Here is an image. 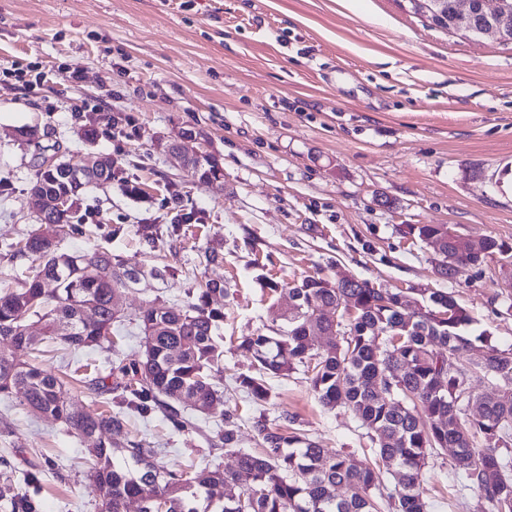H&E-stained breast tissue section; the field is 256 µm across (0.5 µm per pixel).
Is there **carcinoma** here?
Segmentation results:
<instances>
[{
    "instance_id": "carcinoma-1",
    "label": "carcinoma",
    "mask_w": 512,
    "mask_h": 512,
    "mask_svg": "<svg viewBox=\"0 0 512 512\" xmlns=\"http://www.w3.org/2000/svg\"><path fill=\"white\" fill-rule=\"evenodd\" d=\"M434 3L433 22L453 32L455 0ZM84 169L58 159L39 169L31 190L40 198L36 224L22 244L8 245L10 256L38 261L35 273L0 291V394L61 421L68 430L93 441L88 449L100 512H126L131 501L139 512H429L421 477L428 460L455 448L453 470L463 490H475L489 512H512V347H489L474 363L475 381L498 388L495 397L473 392L478 406L457 403V373L448 370L450 354L460 355L473 341L488 342L483 331L472 338L470 311L453 295L432 291L420 304L425 313L408 311V293L375 288L356 277L349 287L309 275L288 288L294 308L271 311L269 332L243 338L238 349L254 360V372L237 377L238 387L256 402L268 398L265 376L286 375L301 367L309 374L321 404L350 411L367 430L379 465L370 467L356 451L329 452L292 429L254 421L262 447L252 453L237 447L233 431L218 432L236 465L223 469L201 458L190 470L170 469L158 461V449L124 438L125 417L156 411L178 431L195 424L177 405L190 404L206 414L223 402L224 392L211 379L224 358L216 331L224 312L211 307L227 290L206 283L187 294L181 305H148L129 322L143 336L140 359L112 365L107 384L87 378L85 386L113 395L116 410L74 409L69 390L42 366L44 344L73 350L118 345V301L128 289L136 265L98 249L65 252L62 241L83 233L79 210L84 191L116 177L107 154L92 156ZM187 170L203 182L224 176L219 159L209 154ZM139 231L152 247L163 241L162 227L143 224ZM404 233L420 241L448 235L445 224H408ZM443 252L455 257L443 277L454 279L488 257L506 255L493 237L479 242L450 237ZM43 335L29 334L31 320ZM249 482L241 485V476ZM40 472L27 475L22 493L0 487L11 512H40ZM224 492H218V489ZM346 489L339 496L336 490Z\"/></svg>"
}]
</instances>
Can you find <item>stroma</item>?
Segmentation results:
<instances>
[{"label": "stroma", "instance_id": "obj_1", "mask_svg": "<svg viewBox=\"0 0 512 512\" xmlns=\"http://www.w3.org/2000/svg\"><path fill=\"white\" fill-rule=\"evenodd\" d=\"M38 127V142L19 129ZM99 132L95 142L85 129ZM216 155L220 180L201 182L166 152L167 143ZM112 155L118 176L81 202L89 232L65 251L98 247L171 276L127 290L130 315L155 302L183 303L202 281H223L224 362L213 370L224 402L179 432L160 415L132 414L130 438L158 448L164 462L210 454L216 432L259 451L253 423L284 413L333 451L372 443L344 409L321 405L303 370L268 376L254 403L236 384L252 370L238 350L266 331L265 277L294 283L344 271L378 288L452 293L488 343L512 346V288L500 257L457 278L435 277L436 254L405 236L409 224H445L460 236L512 245V44L464 41L413 14L406 0H0V250L26 239L39 214L31 181L44 160L82 164ZM178 195L194 221L169 230L164 197ZM162 224L164 244L139 227ZM218 263L204 265L205 249ZM140 336L119 351L49 348L44 366L138 358ZM89 442L58 421L0 395V480L26 490L40 471L41 512H99ZM452 453L422 474L430 512H488L477 491L452 496Z\"/></svg>", "mask_w": 512, "mask_h": 512}]
</instances>
